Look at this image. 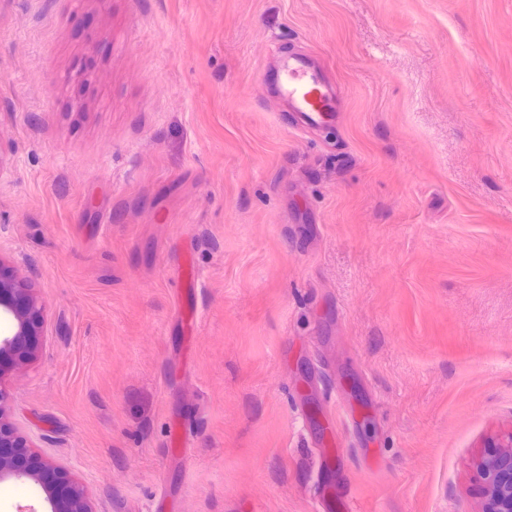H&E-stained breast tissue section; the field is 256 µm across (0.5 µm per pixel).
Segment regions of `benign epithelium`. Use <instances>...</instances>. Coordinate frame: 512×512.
I'll return each mask as SVG.
<instances>
[{
  "label": "benign epithelium",
  "mask_w": 512,
  "mask_h": 512,
  "mask_svg": "<svg viewBox=\"0 0 512 512\" xmlns=\"http://www.w3.org/2000/svg\"><path fill=\"white\" fill-rule=\"evenodd\" d=\"M47 317L31 276L0 255V483L34 484L47 512H96L89 488L33 450L12 422L9 382L39 358ZM477 470L485 491L482 512H512V433L479 459Z\"/></svg>",
  "instance_id": "benign-epithelium-1"
}]
</instances>
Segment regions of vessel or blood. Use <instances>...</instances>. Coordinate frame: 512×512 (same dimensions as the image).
Segmentation results:
<instances>
[{
    "instance_id": "b4317fda",
    "label": "vessel or blood",
    "mask_w": 512,
    "mask_h": 512,
    "mask_svg": "<svg viewBox=\"0 0 512 512\" xmlns=\"http://www.w3.org/2000/svg\"><path fill=\"white\" fill-rule=\"evenodd\" d=\"M277 83L301 128L311 129L335 121L333 91L304 59L288 58L278 71Z\"/></svg>"
}]
</instances>
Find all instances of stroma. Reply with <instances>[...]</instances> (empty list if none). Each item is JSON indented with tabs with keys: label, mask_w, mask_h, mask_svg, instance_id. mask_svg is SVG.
Returning a JSON list of instances; mask_svg holds the SVG:
<instances>
[{
	"label": "stroma",
	"mask_w": 512,
	"mask_h": 512,
	"mask_svg": "<svg viewBox=\"0 0 512 512\" xmlns=\"http://www.w3.org/2000/svg\"><path fill=\"white\" fill-rule=\"evenodd\" d=\"M276 39L334 123L296 131ZM0 138V254L48 310L12 421L98 512H479L512 0H0Z\"/></svg>",
	"instance_id": "obj_1"
}]
</instances>
